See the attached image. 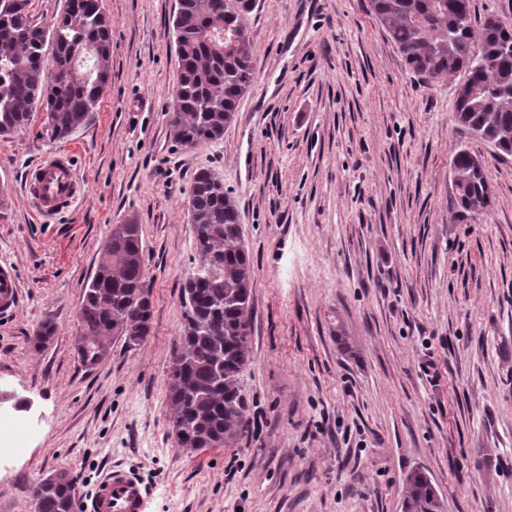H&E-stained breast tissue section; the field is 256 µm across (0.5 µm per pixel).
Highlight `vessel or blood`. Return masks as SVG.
I'll list each match as a JSON object with an SVG mask.
<instances>
[{
  "label": "vessel or blood",
  "instance_id": "b4317fda",
  "mask_svg": "<svg viewBox=\"0 0 512 512\" xmlns=\"http://www.w3.org/2000/svg\"><path fill=\"white\" fill-rule=\"evenodd\" d=\"M86 186L80 178L72 151L49 153L26 174L25 195L37 214L51 220L67 213L84 196ZM19 303V281L10 265H0V314L14 311ZM147 490L134 472L114 466L100 478L84 512H144Z\"/></svg>",
  "mask_w": 512,
  "mask_h": 512
}]
</instances>
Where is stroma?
<instances>
[{"instance_id": "1", "label": "stroma", "mask_w": 512, "mask_h": 512, "mask_svg": "<svg viewBox=\"0 0 512 512\" xmlns=\"http://www.w3.org/2000/svg\"><path fill=\"white\" fill-rule=\"evenodd\" d=\"M305 2L255 0V77L221 139L188 149L169 136L177 0H102L112 69L89 124L59 142L37 120L0 137V264L20 290L0 315V391L23 405L16 444L0 446V512H36L32 488L57 469L87 498L114 463L143 480L148 512H403L414 469L445 512H512V156L458 129L461 75L412 74L368 0ZM63 147L86 193L44 223L24 172ZM463 147L485 159L493 205L461 219ZM202 169L235 197L252 263L251 432L186 450L168 367ZM129 218L151 327L89 369L76 314ZM43 323L55 333L38 345Z\"/></svg>"}]
</instances>
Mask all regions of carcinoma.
Segmentation results:
<instances>
[{
  "instance_id": "obj_1",
  "label": "carcinoma",
  "mask_w": 512,
  "mask_h": 512,
  "mask_svg": "<svg viewBox=\"0 0 512 512\" xmlns=\"http://www.w3.org/2000/svg\"><path fill=\"white\" fill-rule=\"evenodd\" d=\"M409 71L424 80L463 74L464 95L453 119L465 133L492 138L512 154V29L480 22L474 45L472 0H370ZM253 0H177L173 13L178 59L170 134L195 148L217 140L232 123L255 74V48L243 23ZM110 18L101 0H67L42 26L30 9L0 0V136L46 115L42 134L64 140L91 119L106 92L111 60ZM52 49L53 68L43 65ZM93 49L89 65L79 60ZM453 206L463 217L485 212L490 185L484 159L467 148L452 159ZM187 211L194 233V269L182 287L183 322L168 369L172 428L187 448H231L250 430L243 374L250 362L252 271L238 205L210 170L193 178ZM141 225H112L97 270L78 311L93 367L119 336L149 335ZM74 485L65 472L34 484L36 512H71ZM404 512H444V502L421 470L403 483Z\"/></svg>"
}]
</instances>
